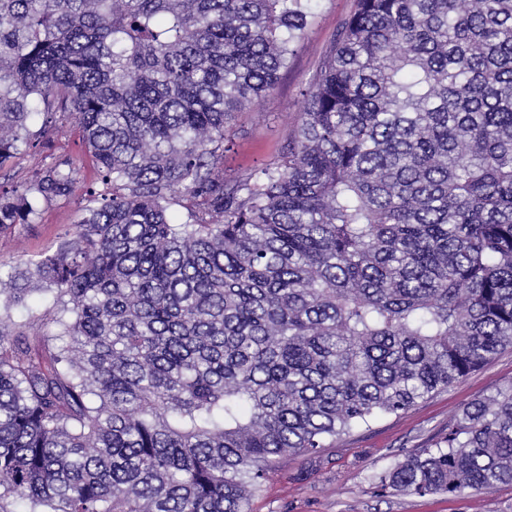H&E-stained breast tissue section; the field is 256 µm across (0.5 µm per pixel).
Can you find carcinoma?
<instances>
[{
	"label": "carcinoma",
	"mask_w": 512,
	"mask_h": 512,
	"mask_svg": "<svg viewBox=\"0 0 512 512\" xmlns=\"http://www.w3.org/2000/svg\"><path fill=\"white\" fill-rule=\"evenodd\" d=\"M317 5L0 0V170L75 119L101 185L65 156L0 185V231L88 202L0 276V512H249L288 457L512 348V0H356L286 150L224 178ZM500 484L512 381L378 488ZM52 296L50 294L44 293H34L30 300L29 306L26 307H17L12 311V320L17 324L26 325L24 328L30 334H35L40 331L36 322H30L31 310L36 312L37 314H43L45 312L52 310Z\"/></svg>",
	"instance_id": "obj_1"
}]
</instances>
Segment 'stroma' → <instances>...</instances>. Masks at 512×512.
Returning a JSON list of instances; mask_svg holds the SVG:
<instances>
[{
  "mask_svg": "<svg viewBox=\"0 0 512 512\" xmlns=\"http://www.w3.org/2000/svg\"><path fill=\"white\" fill-rule=\"evenodd\" d=\"M354 8V0H320L287 71L258 105L240 114L224 151V175L245 176L272 162L287 146L302 106V89L315 73L338 26ZM71 157L84 184L97 175L77 128L55 137L51 151L34 148L18 160L13 181H23L47 153ZM83 202L74 197L42 206L35 223L0 233V264L11 267L51 253L78 224ZM512 380V349L461 383L418 402L405 413L378 418L337 440L315 457L295 456L269 477L250 512H512V485L482 492L400 496L379 492L378 477L403 455L430 447L447 432L464 404L493 395Z\"/></svg>",
  "mask_w": 512,
  "mask_h": 512,
  "instance_id": "stroma-1",
  "label": "stroma"
}]
</instances>
